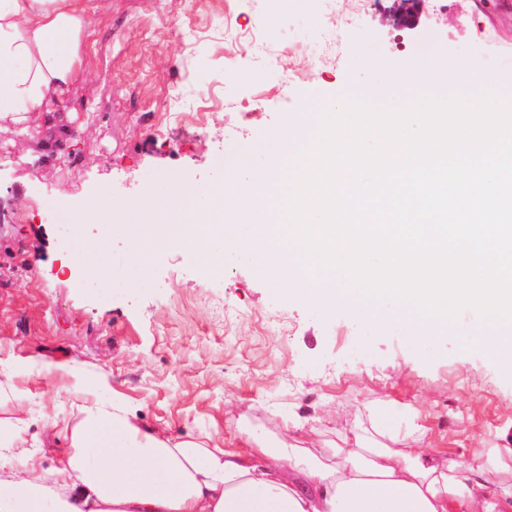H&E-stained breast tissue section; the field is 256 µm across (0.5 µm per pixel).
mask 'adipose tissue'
Listing matches in <instances>:
<instances>
[{
  "label": "adipose tissue",
  "mask_w": 512,
  "mask_h": 512,
  "mask_svg": "<svg viewBox=\"0 0 512 512\" xmlns=\"http://www.w3.org/2000/svg\"><path fill=\"white\" fill-rule=\"evenodd\" d=\"M92 0H0V125L54 135L71 132L63 109L87 73L95 34ZM27 376L56 381L65 418L43 400L19 397L16 370L0 365V512H512V485L470 486L469 468L406 447L423 434L417 410L379 400L368 425L328 446L250 432L242 448L208 434L174 436L145 426L108 374L77 361L28 357ZM68 445L44 468L18 441L34 420Z\"/></svg>",
  "instance_id": "obj_1"
}]
</instances>
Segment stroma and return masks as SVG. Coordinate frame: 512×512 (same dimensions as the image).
<instances>
[{
  "instance_id": "stroma-1",
  "label": "stroma",
  "mask_w": 512,
  "mask_h": 512,
  "mask_svg": "<svg viewBox=\"0 0 512 512\" xmlns=\"http://www.w3.org/2000/svg\"><path fill=\"white\" fill-rule=\"evenodd\" d=\"M413 31L382 25L391 0H93L89 73L68 102L84 129L46 140L0 128V362L44 353L107 372L147 426L229 438L293 421L321 440L354 429L385 397L416 407L425 446L471 466L512 448V374L477 347L478 315L426 352L388 324L340 308L323 317L224 251V270L167 252L141 287L121 226L91 223L87 201L115 202L176 182L220 186L242 149L298 122L312 100L362 79L452 86L481 62L512 91V0H443ZM76 235L110 234L105 270L63 246L44 212ZM83 279L98 289L80 287Z\"/></svg>"
}]
</instances>
